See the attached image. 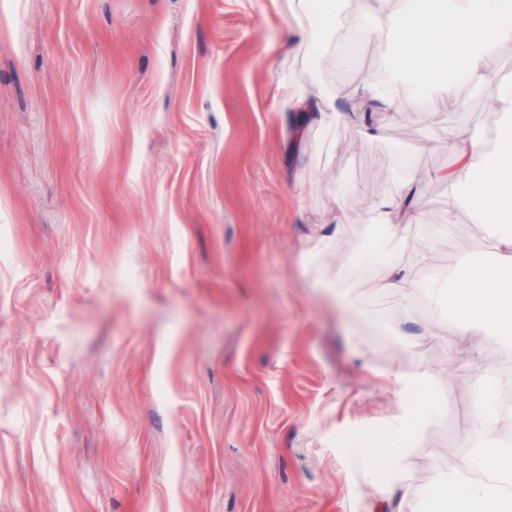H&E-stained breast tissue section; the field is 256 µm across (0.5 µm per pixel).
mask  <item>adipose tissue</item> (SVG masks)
I'll list each match as a JSON object with an SVG mask.
<instances>
[{"label": "adipose tissue", "instance_id": "ef3b65f1", "mask_svg": "<svg viewBox=\"0 0 512 512\" xmlns=\"http://www.w3.org/2000/svg\"><path fill=\"white\" fill-rule=\"evenodd\" d=\"M365 12L372 21L365 38L384 43L395 56V79L408 75L428 79L430 89L451 103L457 100V76H464L478 90L496 87V107L507 121L493 136L464 124L451 128L447 148L452 162L439 175L448 185L444 202L448 221H455L464 209L478 221L490 210L497 215L488 227L496 243V266L478 267L466 256L457 262L454 278L461 292L455 300L459 313L455 340H448L437 324L426 327L427 337L444 346L449 361H458L460 372L470 376L481 369L489 343L512 341V81L501 79L487 66L491 53L512 46V0H365ZM357 97L379 111L403 114L394 82L368 80L348 92L292 93L288 100L301 126L310 127L333 125L337 114ZM422 182V177H414L397 195L379 198L372 206L380 222L401 235V252L380 272L383 285L398 291L417 284L434 262L433 252L416 244L426 214ZM447 369L443 363L416 375L398 366L389 370L400 413L389 440L366 449L369 465L403 459L404 444L431 417L420 395ZM437 484L438 493L424 499L420 512H512V462L492 477L449 474L438 477Z\"/></svg>", "mask_w": 512, "mask_h": 512}]
</instances>
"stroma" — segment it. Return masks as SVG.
Returning <instances> with one entry per match:
<instances>
[{
    "instance_id": "obj_1",
    "label": "stroma",
    "mask_w": 512,
    "mask_h": 512,
    "mask_svg": "<svg viewBox=\"0 0 512 512\" xmlns=\"http://www.w3.org/2000/svg\"><path fill=\"white\" fill-rule=\"evenodd\" d=\"M324 15L0 0V512H377L376 487L400 484L419 512L450 470L478 388L452 371L402 470L359 451L398 412L391 363L445 357L414 334L426 283L390 294L364 258L398 254L371 204L415 174L442 269L494 251V214L442 231L436 174L449 128L497 131V90L461 81V109L421 94L378 138L345 118L291 147L282 85L332 95L389 63L326 43ZM292 29L308 37L288 53Z\"/></svg>"
}]
</instances>
